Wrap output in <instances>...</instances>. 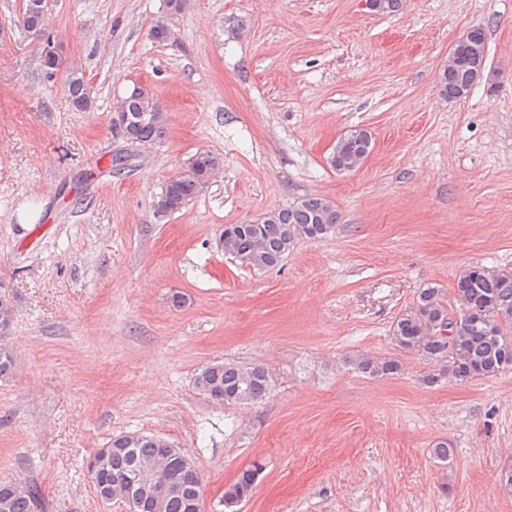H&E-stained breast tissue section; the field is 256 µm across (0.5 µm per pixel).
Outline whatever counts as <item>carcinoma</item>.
<instances>
[{"label":"carcinoma","mask_w":512,"mask_h":512,"mask_svg":"<svg viewBox=\"0 0 512 512\" xmlns=\"http://www.w3.org/2000/svg\"><path fill=\"white\" fill-rule=\"evenodd\" d=\"M45 14L43 0H25L20 24L34 38L41 39L45 36ZM437 85L443 96L457 98L460 90L470 86L469 68L460 65L450 73L438 74ZM67 92L75 110L85 111L90 107L84 79L76 71L70 73ZM116 109L146 113L145 120L128 128L130 138L136 142L152 143L164 137L166 116L149 89L139 87L136 95L118 100ZM368 142H372V134L365 130L351 132L346 139L338 140L330 167L344 172L349 157L363 150ZM217 167L216 157L207 152L197 153L186 173L167 182L160 201L171 213L182 210L208 188L210 175ZM338 222L339 213L330 201L306 197L269 214L259 224L224 225V252L254 270L272 269L286 259L297 238H326L335 232ZM454 293L450 305L442 289L430 285L421 289L414 306L392 326V342L398 350L416 352L434 364L421 378L428 388L446 381L494 377L512 369V270L470 266L459 274ZM454 308L459 319L453 335L446 337L442 330L448 327V313ZM355 365L359 372L373 378L399 376L404 372L403 362L394 356H367ZM195 385L207 400L226 408L262 403L272 390L269 373L262 365L226 361L201 368ZM169 444L170 441L156 435L113 436L104 447L112 464L107 470L92 474L93 483L117 495L122 493L135 480L137 465L166 458ZM259 471L257 466L243 471L224 492V503L230 506L250 497ZM151 484L178 487V492L164 501L160 512H203L202 480L197 468L160 465L152 474ZM39 500L35 484H29L26 492H18L13 480L0 479V512H35Z\"/></svg>","instance_id":"carcinoma-1"}]
</instances>
